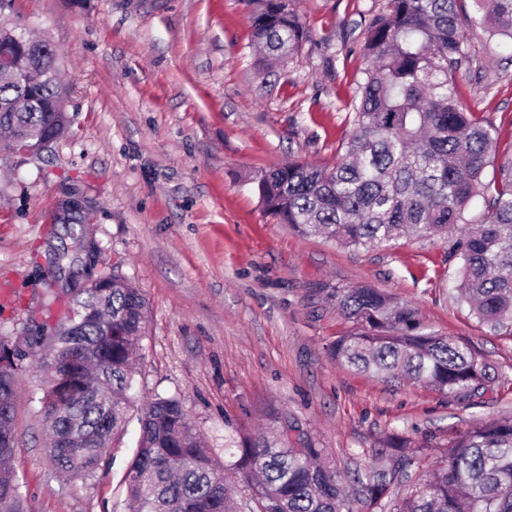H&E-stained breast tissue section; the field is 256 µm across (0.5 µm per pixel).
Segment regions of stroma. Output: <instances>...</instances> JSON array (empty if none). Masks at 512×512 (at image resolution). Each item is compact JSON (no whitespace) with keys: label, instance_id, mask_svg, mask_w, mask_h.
<instances>
[{"label":"stroma","instance_id":"35a3bbf8","mask_svg":"<svg viewBox=\"0 0 512 512\" xmlns=\"http://www.w3.org/2000/svg\"><path fill=\"white\" fill-rule=\"evenodd\" d=\"M385 0H290L309 37L269 79L252 66L246 0H15L58 48L71 84L70 132L38 154L0 155V334L44 313L48 232L77 191L94 243L93 276L114 274L150 313L136 388L179 394L209 448L257 435L288 415L337 469L363 470L389 442L418 465L406 494L458 429L512 415V335L453 297L442 237L353 249L304 237L263 212L250 176L291 161L333 167L366 62L364 20ZM457 75L463 99L492 123L497 157L512 156V49L469 31ZM366 284L416 304L430 331L479 352L499 380L483 404L344 368L328 346L353 330L337 289ZM37 369L16 398L15 470L30 512H127L125 477L138 411L88 480L47 459Z\"/></svg>","mask_w":512,"mask_h":512}]
</instances>
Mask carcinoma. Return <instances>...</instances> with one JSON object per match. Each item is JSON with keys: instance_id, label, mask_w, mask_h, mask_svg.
Returning <instances> with one entry per match:
<instances>
[{"instance_id": "obj_1", "label": "carcinoma", "mask_w": 512, "mask_h": 512, "mask_svg": "<svg viewBox=\"0 0 512 512\" xmlns=\"http://www.w3.org/2000/svg\"><path fill=\"white\" fill-rule=\"evenodd\" d=\"M458 0H386L365 22L357 81L346 120L352 127L330 169L291 161L251 179L263 211L302 236L369 248L407 235H446L457 299L481 323L512 331V158L495 165L493 128L458 94L466 31L512 42V0H475L461 15ZM258 71L296 57L306 27L284 0H247ZM50 49L36 58L0 37V58L21 76L0 81V143L21 135L41 152L44 141L71 124L67 88L46 75ZM492 173H487V170ZM481 198L485 212L466 213ZM472 224L456 234L461 224ZM44 284L64 317L34 322L39 331L19 344L0 336V512H29L12 466L19 379L32 358L49 375L41 399L50 431L45 448L67 479L94 476L137 398L135 362L148 319L145 295L116 275L76 285L65 264L78 257L58 249ZM339 310L356 331L328 348L336 363L381 379L400 378L457 399H481L495 381L483 357L449 336L427 330L419 308L364 285L338 288ZM141 432L126 474L135 512H244L226 483L230 471L247 481L257 512H512V417L475 423L448 440L429 478L400 498L389 497L400 456L351 480L346 491L323 449L304 435L288 438V416L254 438L224 436L220 460L201 440L180 398L156 395L141 407Z\"/></svg>"}]
</instances>
